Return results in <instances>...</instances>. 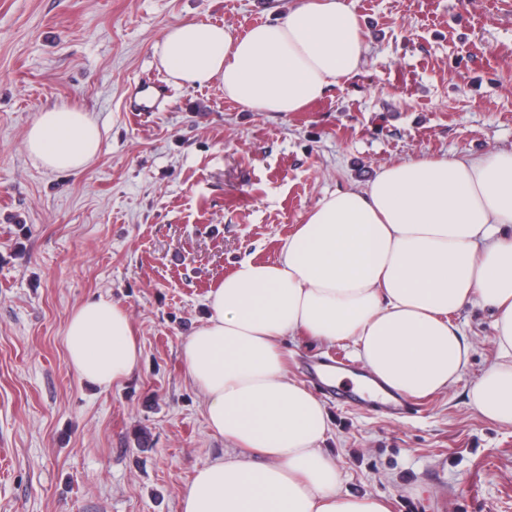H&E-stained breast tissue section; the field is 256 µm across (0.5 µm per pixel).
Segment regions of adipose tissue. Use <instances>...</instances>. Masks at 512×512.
Listing matches in <instances>:
<instances>
[{"instance_id": "adipose-tissue-1", "label": "adipose tissue", "mask_w": 512, "mask_h": 512, "mask_svg": "<svg viewBox=\"0 0 512 512\" xmlns=\"http://www.w3.org/2000/svg\"><path fill=\"white\" fill-rule=\"evenodd\" d=\"M365 51L351 0H295L286 17L241 34L180 23L158 45L173 83L218 82L253 112L304 110L354 75ZM100 145L89 112L63 102L41 109L25 136L49 172H82ZM473 303L494 315L497 356L470 404L512 425V150L417 156L324 196L277 260L243 261L209 292L182 345L226 448L184 485L180 512H389L380 497L341 492L324 447L330 414L289 376L283 342L351 341L366 389L423 397L467 368L472 346L452 315ZM64 345L80 381L101 392L142 358L126 310L104 298L73 310Z\"/></svg>"}]
</instances>
